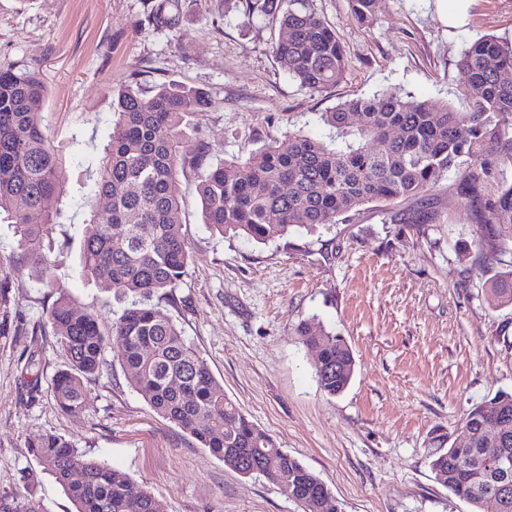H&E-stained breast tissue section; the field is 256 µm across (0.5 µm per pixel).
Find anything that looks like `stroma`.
I'll use <instances>...</instances> for the list:
<instances>
[{"instance_id": "35a3bbf8", "label": "stroma", "mask_w": 512, "mask_h": 512, "mask_svg": "<svg viewBox=\"0 0 512 512\" xmlns=\"http://www.w3.org/2000/svg\"><path fill=\"white\" fill-rule=\"evenodd\" d=\"M156 3L0 0V67L39 68L43 130L70 171L67 196L47 202L59 213L52 284L0 223V512H76L28 452L44 432L125 473L164 512H302L276 484L242 477L160 417L118 362L86 379L80 414L56 405L51 379L67 360L46 319L58 295L107 327L124 307L79 266L113 90L135 79L146 91L177 81L207 92L213 105L182 152L216 165L298 130L326 137L321 113L383 88L455 101L465 48L488 34L512 44V0H474L454 29L436 0H376L364 27L349 0H312L347 56L339 83L312 90L277 64L278 25L247 19L243 0H177L166 23L153 18ZM460 178L454 168L425 198L372 202L260 244L207 228L196 174L179 175L191 260L175 300L158 305L240 410L327 485L339 512H472L430 462L476 403L512 392V306L489 291L501 266L476 254L478 204ZM304 321L351 347L356 375L342 395L321 390L315 352L297 334ZM31 359L38 373L27 371Z\"/></svg>"}]
</instances>
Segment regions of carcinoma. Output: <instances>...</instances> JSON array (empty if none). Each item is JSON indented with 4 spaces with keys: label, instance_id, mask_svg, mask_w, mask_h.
Listing matches in <instances>:
<instances>
[{
    "label": "carcinoma",
    "instance_id": "1",
    "mask_svg": "<svg viewBox=\"0 0 512 512\" xmlns=\"http://www.w3.org/2000/svg\"><path fill=\"white\" fill-rule=\"evenodd\" d=\"M349 2L357 22L368 23L375 0ZM245 5L247 15L268 18L285 31L272 52L300 86L319 90L343 79L344 47L309 0ZM459 68L466 81L455 105L386 89L322 113L332 130L327 141L300 131L288 136L286 146L272 140L217 165L206 164L202 154L189 159L180 152L186 117L212 107L206 92L177 82L159 85L150 96L133 83L115 90L117 119L93 175L80 271L103 292L119 289L127 305L106 332L94 313L59 294L47 317L67 358L51 380L59 409L82 411L84 379L98 372L113 337L119 344L113 359L162 418L239 474L276 483L303 512H338L327 486L240 411L177 325L152 304L155 297L174 299L189 264L178 175L187 166L197 171L203 222L211 230L258 243L283 238L295 227L334 224L373 201L394 205L422 198L453 167H463V190L475 198L491 161L512 165V48L485 36L464 50ZM44 97L38 70L0 68V217L15 224L18 248L43 277L50 272L47 250L57 224L44 203L64 194L68 182L62 155L42 130ZM36 213L41 217L35 221ZM507 218L512 184L476 214L478 251L499 255L502 265L490 291L512 305ZM299 336L317 347L315 375L323 392L343 393L356 372L348 344L308 323ZM459 439L431 461L435 479L481 512L494 464L508 474L498 493L499 512H512V393L472 407ZM27 448L77 512H162L150 492L132 493L125 474L59 435L38 434Z\"/></svg>",
    "mask_w": 512,
    "mask_h": 512
}]
</instances>
